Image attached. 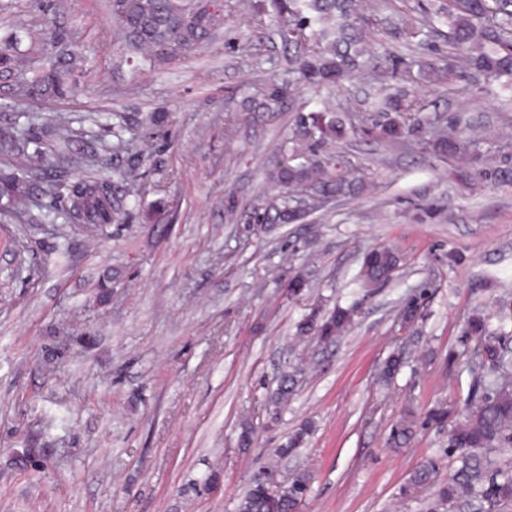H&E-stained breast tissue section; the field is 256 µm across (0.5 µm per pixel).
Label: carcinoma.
I'll list each match as a JSON object with an SVG mask.
<instances>
[{"mask_svg": "<svg viewBox=\"0 0 512 512\" xmlns=\"http://www.w3.org/2000/svg\"><path fill=\"white\" fill-rule=\"evenodd\" d=\"M240 8V0H112V23L120 61L133 64L148 51L176 57L198 49L226 18ZM258 10L277 23V34L288 47H299L290 59L296 78L270 80L258 97L243 95L241 111L275 117L283 110L298 85L311 88H338L364 63L377 57L361 24L357 0H259ZM21 40L11 32L0 37V69L10 71L21 62ZM448 43L466 52L470 74L487 78L512 79V0H448ZM77 71L72 57L50 56L44 68L28 85L32 97L50 94L62 96L76 85ZM410 104L400 90L382 95L374 116L352 122V117L336 112L323 102L295 117V137L299 147H283L267 165V177L278 193L264 206L237 212L234 196L227 198L230 213H239L246 224H296L305 211L297 204L312 191L323 196L352 195L357 184L341 171L340 160L326 151V146L340 140L346 128L360 136L402 144L412 132L423 135L435 151L455 157L462 153L465 140L461 123L452 117L445 125L429 118L408 117ZM68 147L71 137L57 124H42L36 133L31 123L16 121L0 127V153L27 156L33 165L17 172L0 168V216L23 218L33 199L41 195L50 199L39 221L56 223L61 219L75 228L102 232L113 224H123L129 213L119 205L130 172L115 170L109 177L83 175L74 181L53 172L44 164L45 139ZM457 177L465 182L481 180L496 184L512 178V157L504 155L496 166L461 170ZM397 249L385 245L364 256L359 276L360 291L350 302L325 309L319 303L303 314L297 338L315 339L330 345L347 334L362 306L373 292L388 284L397 271ZM426 292L405 299L398 307L397 320L414 328L422 320ZM509 293H504L496 314L484 315L475 310L458 337L466 357L470 377L469 391L462 403L452 402L431 409L426 419L440 424L448 421V456L458 463L448 482L437 485L438 463L428 459L409 477L406 490L436 488L431 512H457L463 506L480 503L492 509L512 503V462L502 458L512 448V329L508 312ZM496 327H491L492 319ZM406 366L398 350L381 363L379 382L392 385ZM297 370L283 374L275 396L267 408L270 419L279 416L280 408L296 385ZM424 423L408 410L393 425L388 437L395 448L407 445ZM312 430L306 422L276 449V456L291 455ZM266 478L250 483L238 503V512H298L306 497L309 475L297 473L280 478L275 465L262 468Z\"/></svg>", "mask_w": 512, "mask_h": 512, "instance_id": "obj_1", "label": "carcinoma"}]
</instances>
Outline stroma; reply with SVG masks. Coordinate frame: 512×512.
<instances>
[{
    "mask_svg": "<svg viewBox=\"0 0 512 512\" xmlns=\"http://www.w3.org/2000/svg\"><path fill=\"white\" fill-rule=\"evenodd\" d=\"M244 2L202 49L147 57L134 74L116 68L110 0H0V34L22 26L36 37L22 67L0 71V125L19 112L38 124L65 118L75 138L58 168L71 178L84 173L89 146L104 176L146 143L159 161L136 171L132 215L106 233L36 223V208L0 226V269L18 272L0 276V512H236L252 474L307 419L308 442L275 461L285 476L310 472L301 512H427L431 491H403L410 474L431 457L439 480L452 470L446 430H418L398 449L387 438L406 407L422 417L468 392L467 373L450 374L446 355L475 308L497 312L512 290V181L465 185L417 137L395 146L350 135L335 149L359 171L358 194L322 202L302 224L231 215L228 195L243 211L272 194L264 168L297 109L326 101L366 112L385 81L370 67L335 93L297 94L273 119L237 113L234 91L289 69L274 19ZM440 2L363 0L369 35L378 51L412 61L453 58L450 84L414 69L395 83L431 120L463 116L485 157L512 154V87L467 76L446 21L428 22ZM60 32L80 80L66 96L29 97ZM160 109L168 119L157 127L149 117ZM115 112L129 123L125 147L104 151L100 127ZM378 245L400 253L393 280L335 345L298 342L308 305L348 300ZM299 269L305 290L291 299L282 284ZM424 283L431 293L413 339L396 308ZM397 348L409 368L386 390L378 369ZM292 363L296 390L268 422L265 403ZM246 421L254 437L244 447Z\"/></svg>",
    "mask_w": 512,
    "mask_h": 512,
    "instance_id": "obj_1",
    "label": "stroma"
}]
</instances>
